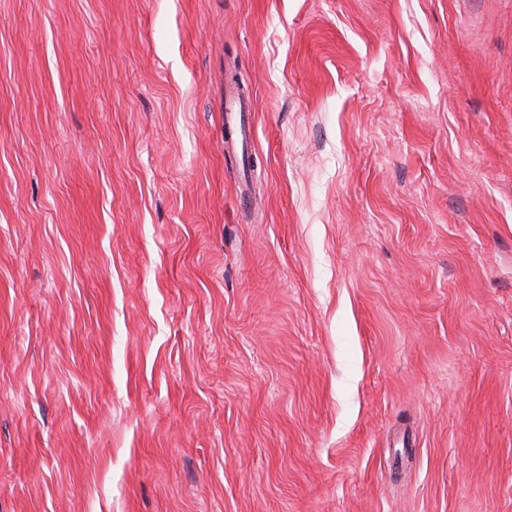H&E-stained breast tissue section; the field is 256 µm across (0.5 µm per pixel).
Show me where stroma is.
<instances>
[{"label": "stroma", "instance_id": "1", "mask_svg": "<svg viewBox=\"0 0 512 512\" xmlns=\"http://www.w3.org/2000/svg\"><path fill=\"white\" fill-rule=\"evenodd\" d=\"M0 512H512V0H0Z\"/></svg>", "mask_w": 512, "mask_h": 512}]
</instances>
